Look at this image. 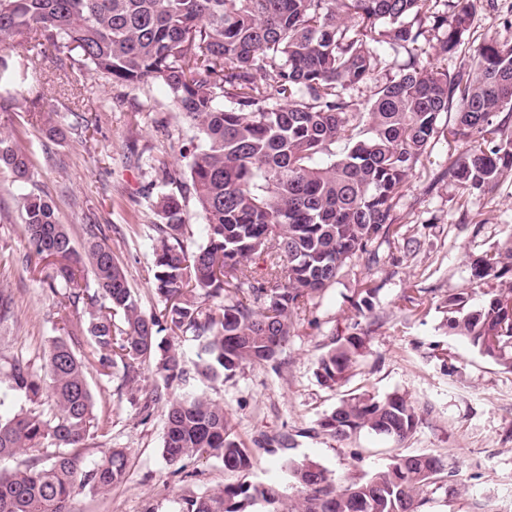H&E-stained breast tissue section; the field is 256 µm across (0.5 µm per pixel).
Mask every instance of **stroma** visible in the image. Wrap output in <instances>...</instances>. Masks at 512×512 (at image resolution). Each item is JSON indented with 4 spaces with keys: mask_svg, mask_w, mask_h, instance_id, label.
Masks as SVG:
<instances>
[{
    "mask_svg": "<svg viewBox=\"0 0 512 512\" xmlns=\"http://www.w3.org/2000/svg\"><path fill=\"white\" fill-rule=\"evenodd\" d=\"M491 38L512 44V0H479L456 51L439 53L434 40L423 44L421 58L452 74L467 73L476 50ZM27 54L19 46L5 50L15 63L10 87L44 91L66 135L48 140L24 111L0 112V128L26 148L36 188L53 201L74 244L84 242L86 225H101V241L118 258L134 298L142 311L153 312L156 217L138 158L174 163L173 144L189 142L195 132L160 85L111 84L76 68L57 69L49 57L27 68ZM407 60L406 52L381 50L371 79L347 88L345 98L365 108L376 86L397 75ZM462 149L452 137H437L397 202L396 224L420 240L419 251L404 253L396 235L381 245L379 265L353 262L295 327L279 369L249 366L211 389L235 435L254 450L250 483H277L296 499L272 451L274 438L285 434L292 457L318 462L339 486L383 468L398 453L444 455L457 473L458 492L434 494L427 512H512V372L449 333L445 308L451 296L467 297L472 308L483 300L471 266L512 236V172L492 189L463 190L446 175ZM18 195L0 175V292L11 299L0 318V361L16 359L40 373L57 334L63 296L45 287L49 268L29 252ZM369 284L378 293L370 307L355 311L348 297ZM418 295L427 302L416 309L410 300ZM353 325L365 334L368 355L348 382L324 387L315 375L316 359L334 332ZM87 379L99 426L75 453L90 466L109 449L123 448L128 466L125 480L109 490L77 489L70 512H180L185 496L234 481L216 457L189 459L180 468L167 464L161 453L164 405L143 412L118 395L116 380L97 364H89ZM360 387L381 397L398 392L410 398L420 415L413 436L397 445L368 430L344 440L321 432L320 418Z\"/></svg>",
    "mask_w": 512,
    "mask_h": 512,
    "instance_id": "obj_1",
    "label": "stroma"
}]
</instances>
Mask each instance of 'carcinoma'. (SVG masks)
Returning a JSON list of instances; mask_svg holds the SVG:
<instances>
[{
    "instance_id": "cac0c4a2",
    "label": "carcinoma",
    "mask_w": 512,
    "mask_h": 512,
    "mask_svg": "<svg viewBox=\"0 0 512 512\" xmlns=\"http://www.w3.org/2000/svg\"><path fill=\"white\" fill-rule=\"evenodd\" d=\"M0 0V45L28 44L38 56L51 48L60 65L86 68L122 85L164 86L196 130L179 147L182 164L157 165L149 185L167 191L154 202L159 223L153 247L158 311L142 312L100 226L86 227L77 250L49 199L35 192L29 155L0 131V170L20 194L23 224L34 252L52 272L45 283L66 289L59 335L48 351L53 411L40 409L41 376L14 361L0 378L17 410L0 399V460L35 456L0 473V512H69L76 487L106 491L122 482L127 453L114 448L92 468L61 449L79 445L98 427L86 365L75 351L66 310L85 306L86 335L98 364L134 397L141 366L154 361L164 390L145 397L147 412L166 404L162 455L170 465L219 457L229 473L253 467V450L234 434L224 405L206 388L254 365L277 368L294 325L313 300L354 259L378 263L389 240L397 200L421 156L456 110L450 131L465 144L448 177L483 191L512 171V130L497 120L512 112V46L491 39L473 58L475 78L433 69L415 54L426 33L441 32L454 51L477 0ZM401 48L409 61L377 86L366 111L355 112L341 90L371 78L379 48ZM50 139L65 136L41 95L23 97ZM347 141L341 155L333 146ZM194 198L205 219L203 240L188 246L183 220ZM96 291L89 292L83 273ZM489 286L475 310L446 300L448 329L483 357L512 370V237L473 266ZM190 337L194 359L160 338ZM366 356L365 337L336 335L317 359L327 388L345 383ZM181 388L171 396L167 389ZM419 416L403 394L349 393L319 421L338 440L362 430L399 445L416 432ZM56 447L41 457L37 452ZM301 496L290 503L272 485L238 482L183 499L181 512H425L435 489L455 494V474L435 454H397L371 475L336 486L318 462L285 458Z\"/></svg>"
}]
</instances>
